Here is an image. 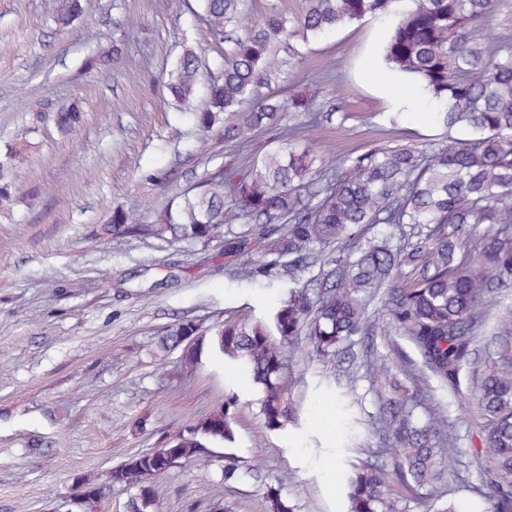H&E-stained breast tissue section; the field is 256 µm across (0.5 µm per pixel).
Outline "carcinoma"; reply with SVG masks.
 I'll return each instance as SVG.
<instances>
[{
	"instance_id": "cac0c4a2",
	"label": "carcinoma",
	"mask_w": 512,
	"mask_h": 512,
	"mask_svg": "<svg viewBox=\"0 0 512 512\" xmlns=\"http://www.w3.org/2000/svg\"><path fill=\"white\" fill-rule=\"evenodd\" d=\"M209 41L221 49L218 75L205 74L200 55L184 50L163 86L178 110L199 129L217 130L227 145L274 130V146L244 167L219 165L173 198L151 224H139L117 205L104 230L118 240L143 234L171 243H207L224 238L237 256L233 280L288 279V295L271 322L241 320L213 330L193 320L166 330L159 348L180 351L186 371L210 352L242 365L260 389L267 426L288 421L283 375L298 338L307 337L316 357L330 362L353 336L369 333L379 317L371 302L385 296L384 327L407 338L422 373L448 394L460 392L462 372L473 361L475 336L491 315L487 293L512 288V39L490 45L493 0H412L384 47L386 61L412 76L437 105L433 123L440 136L410 145L375 148L338 162L316 161L308 132L321 124L312 100L302 93L286 99L261 96L271 49L283 45L302 56L294 39L337 29L366 16L391 11L399 0H304L288 30L277 15L255 22L243 39L224 44L239 0H198ZM57 28L70 27L82 13L81 0H52ZM122 54L109 43L87 60L103 73ZM208 98L195 96L202 81ZM295 120L283 124L285 116ZM62 135L83 121L76 105L53 113ZM466 129V138L451 132ZM24 158L11 147L0 155V178L17 174ZM378 226L383 230L372 233ZM321 267L320 277L305 278ZM277 335L280 343L271 342ZM495 339L512 346V310L497 315ZM372 387L390 384L388 367L377 359L362 365ZM474 392L486 420L480 455L485 462L476 494L492 509L512 512V359L482 371ZM237 396L225 397L195 424L176 433L163 452L131 456L109 472L108 482L133 491L127 512H158L159 494L144 483L211 448L234 440ZM390 397L378 421L376 461L365 462L349 479L347 512H412L421 492L429 512H464L439 492L461 466L456 436L445 418L426 407ZM266 512H292L269 487Z\"/></svg>"
}]
</instances>
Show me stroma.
Wrapping results in <instances>:
<instances>
[{
    "instance_id": "1",
    "label": "stroma",
    "mask_w": 512,
    "mask_h": 512,
    "mask_svg": "<svg viewBox=\"0 0 512 512\" xmlns=\"http://www.w3.org/2000/svg\"><path fill=\"white\" fill-rule=\"evenodd\" d=\"M195 0H85L66 31L49 0H0V150L16 145L26 161L0 208V512H125L129 491L108 486L112 468L163 447L167 438L239 397L229 448L239 469L224 480L211 456L154 477L162 512H265L280 483L295 512H346L344 478L376 446L370 423L381 399L368 379L347 373L369 357L398 377L419 358L401 336L376 330L352 337L340 362L311 354L299 339L286 374L293 413L266 425L246 374L220 358L191 373L178 352L156 344L178 320L205 326L260 319L288 295L284 282L237 283L224 273V242L169 243L129 236L113 243L103 222L113 205L148 224L174 194L219 164L246 165L272 135L227 146L193 129L165 101L161 79L183 44L220 57ZM303 0H243L237 35L268 13L293 21ZM397 14L377 15L310 39L304 59L271 58L263 96L309 91L325 119L314 150L331 160L433 134L425 96L403 100L407 84L381 53ZM126 41L111 77L84 69L99 37ZM79 100L85 122L70 138L51 115ZM433 405L464 453L450 487L462 506L477 502L483 422L475 396L450 397L430 383ZM104 488L90 506L72 500L81 484Z\"/></svg>"
}]
</instances>
